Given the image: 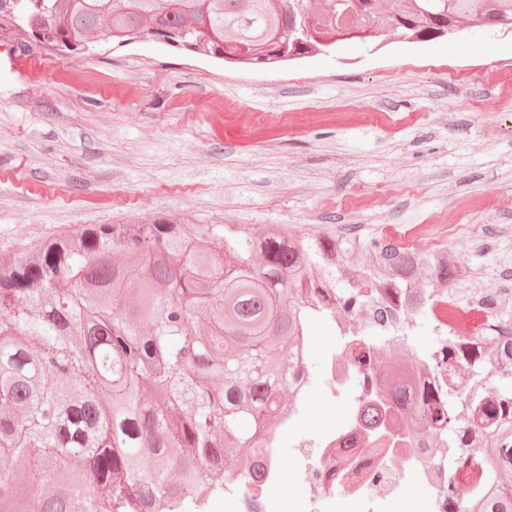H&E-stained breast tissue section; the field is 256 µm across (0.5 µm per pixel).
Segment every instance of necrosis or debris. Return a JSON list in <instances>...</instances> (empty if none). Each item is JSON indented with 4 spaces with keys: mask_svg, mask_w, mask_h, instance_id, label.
Returning <instances> with one entry per match:
<instances>
[{
    "mask_svg": "<svg viewBox=\"0 0 512 512\" xmlns=\"http://www.w3.org/2000/svg\"><path fill=\"white\" fill-rule=\"evenodd\" d=\"M329 373L323 380L300 379L298 398L287 418L272 435L273 443L292 450L290 477L302 488L313 489L303 503L279 497L272 489L280 479L278 468L262 470L259 480H239L211 492L205 507L223 501L231 512H389L391 503L414 485H426L430 493L424 512H448L442 485L435 482L430 466L419 448L403 447V435L394 434V448L385 455L366 446L353 428L355 408L369 401L368 385L342 391L345 374L338 367L335 347H328ZM338 408L334 424L324 432L305 437L298 425L305 420L306 402L312 392Z\"/></svg>",
    "mask_w": 512,
    "mask_h": 512,
    "instance_id": "necrosis-or-debris-1",
    "label": "necrosis or debris"
}]
</instances>
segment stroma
Wrapping results in <instances>:
<instances>
[{"label":"stroma","instance_id":"1","mask_svg":"<svg viewBox=\"0 0 512 512\" xmlns=\"http://www.w3.org/2000/svg\"><path fill=\"white\" fill-rule=\"evenodd\" d=\"M0 73V254L92 224H285L438 241L512 289V36L338 41L282 71L106 37Z\"/></svg>","mask_w":512,"mask_h":512}]
</instances>
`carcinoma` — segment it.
Listing matches in <instances>:
<instances>
[{
    "mask_svg": "<svg viewBox=\"0 0 512 512\" xmlns=\"http://www.w3.org/2000/svg\"><path fill=\"white\" fill-rule=\"evenodd\" d=\"M315 0H0V14L67 55L99 28L119 46L137 39L224 62L264 66L329 55L336 43L304 34L336 17ZM355 0L352 25L430 41L462 27L512 28V0ZM245 45L246 56L225 54ZM223 252L213 253L212 240ZM372 246L362 267L358 250ZM123 254L118 265L112 254ZM426 269L437 284L418 283ZM468 270L444 253L417 254L352 233L317 238L277 226L179 218L100 224L56 236L21 258L0 257V512L202 510L218 484L249 469L267 422L288 408L312 318L372 326L339 339L362 347L378 381L363 422L398 426L448 461V512H512V310L498 289L461 288ZM474 314L467 335L437 306ZM429 324L434 350L410 336ZM412 358L390 359L396 348ZM286 360H281L282 355ZM448 364V382L430 381Z\"/></svg>",
    "mask_w": 512,
    "mask_h": 512,
    "instance_id": "obj_1",
    "label": "carcinoma"
}]
</instances>
